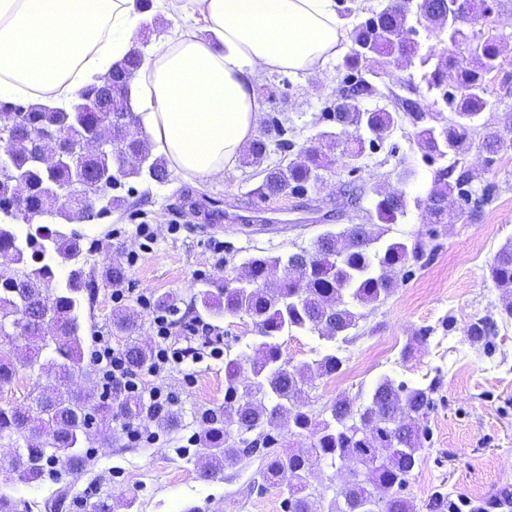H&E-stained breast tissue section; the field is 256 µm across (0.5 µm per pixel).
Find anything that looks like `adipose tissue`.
<instances>
[{"label": "adipose tissue", "mask_w": 512, "mask_h": 512, "mask_svg": "<svg viewBox=\"0 0 512 512\" xmlns=\"http://www.w3.org/2000/svg\"><path fill=\"white\" fill-rule=\"evenodd\" d=\"M176 26L131 84L141 136L188 179L234 174L256 136L263 75H313L343 53L336 0H156ZM136 0H0V100L64 103L135 47Z\"/></svg>", "instance_id": "ef3b65f1"}]
</instances>
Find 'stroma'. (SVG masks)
<instances>
[{
    "label": "stroma",
    "mask_w": 512,
    "mask_h": 512,
    "mask_svg": "<svg viewBox=\"0 0 512 512\" xmlns=\"http://www.w3.org/2000/svg\"><path fill=\"white\" fill-rule=\"evenodd\" d=\"M493 18L495 33L506 43L499 72L488 77L491 106L483 121L504 131L512 114V92L503 83L512 76V0H498ZM337 67L329 62L317 78L274 73L256 87L263 112L284 113L298 146L314 145L316 133L329 126L321 113L337 87ZM385 69L386 76L376 82L379 96L367 99L365 108L382 106L390 96L417 101L425 112L448 114L447 105L435 102L421 82L418 61L393 58ZM413 131V124L404 122L381 149L365 156L360 171L351 174L336 167L304 198L262 197L258 167L241 166L230 177L203 183L175 173L162 186L126 182L130 210L76 224L75 229L85 241L96 242L89 258L96 269L111 258L136 253V262L128 267L126 305L166 293L186 300L201 280L232 278L248 258L283 256L311 247L319 235L342 225L367 223L372 197L351 204L337 196L338 182L352 179L386 191L398 184L406 161L415 174L403 185L405 191L425 197L434 169L423 161ZM460 165L473 173L474 188L493 186L492 200L471 201L463 212L456 200H449L442 224L429 223L425 211L415 208L398 223L385 225L387 237L423 238L432 255L413 265L384 303L364 308L356 336L343 352L346 379H317L302 399L317 411L337 397L356 396L385 374L433 386L434 408L421 421L428 438L407 495L420 503L441 489L449 500L464 498L486 512H507L512 507V327L499 328L488 351L471 344L465 329L477 319H497L502 305L488 265L512 240V153L500 152L490 161L473 150ZM201 204L238 215L239 228L217 229L199 217ZM142 224L150 227L153 239L140 237ZM116 307L111 287L99 283L96 303L84 320L85 347H92L97 336L122 347V337L113 335L109 323ZM217 333L223 340L221 355L203 353L196 362L167 367L148 380L174 396L181 410L177 427L157 428L151 445L131 443L120 430L92 435L84 467L51 469L39 483L10 486V493L32 502V512H41L40 503L62 487L68 490L69 512H92V504L106 496L120 503L133 500L132 512H183L188 504L198 512H283L282 488L253 490L257 463L241 461L225 469L222 479L206 482L191 461L202 412L224 402L225 355L238 353L255 336L245 317L219 321ZM419 335L425 338L420 345L415 342ZM54 384L53 371L42 363L19 369L12 383L0 388V405H26L31 394Z\"/></svg>",
    "instance_id": "35a3bbf8"
}]
</instances>
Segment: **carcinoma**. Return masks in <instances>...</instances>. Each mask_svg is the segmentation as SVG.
Returning a JSON list of instances; mask_svg holds the SVG:
<instances>
[{"label":"carcinoma","instance_id":"cac0c4a2","mask_svg":"<svg viewBox=\"0 0 512 512\" xmlns=\"http://www.w3.org/2000/svg\"><path fill=\"white\" fill-rule=\"evenodd\" d=\"M419 20L444 34L451 42L469 39L474 66L459 69L446 53L424 49L409 37V16L397 5L368 10L352 31L354 48L343 60L344 75L336 97L328 106L333 129L316 134L319 146L293 151L285 138V119L266 118L263 133L242 154L245 166H258L275 146L290 160L264 169L260 194L287 193L304 197L323 180L336 158L355 172L367 152L382 144V135L407 117L416 126L414 141L425 159L448 158L436 169L426 198H409L400 189L375 192L373 212L384 224L407 216L410 207L424 208L432 223L448 216V197L467 201L473 175L458 169L460 157L472 146L487 154V161L512 147V138L486 127L476 130L489 107L487 76L501 64V38L484 32L467 37L459 26H448L444 0H418ZM137 48L113 65L107 81L92 83L77 94L70 109L46 103L24 105L0 101V128L15 130L18 142L0 155V253L12 261L0 265V387L10 384L18 367L33 356L47 353L49 368L57 378L49 394L38 393L25 407L0 406V439L26 441L15 457L0 468V486L17 482L30 485L47 469L83 466L81 448L92 432L112 430L117 420L148 418L140 396L72 390L70 379L93 369L84 351L82 300L93 304L94 272L85 270L80 235L68 230L74 222H90L132 204L116 190L131 180L149 179L159 185L170 181L164 157L151 152L138 136L129 89L141 63ZM417 58L425 68L427 90L449 101L451 114L440 126L430 124L433 113L418 103L403 100L398 107L367 109L365 98L378 94L364 77L386 75L381 57ZM112 126L118 152L97 145L101 127ZM35 135H55L62 149L77 145L78 158L63 153L51 166L38 157ZM346 140L335 156L338 139ZM375 224H346L319 236L309 249L284 257H252L232 278L236 286L209 279L190 297V306L216 319H250L253 342L224 361V404L206 410L195 439V455L206 460L201 477L222 478L224 468L241 460H259L261 483L257 489L278 486L286 490L284 512H448V495L440 492L422 508L405 494L419 451L427 439L420 420L432 403V388L380 376L366 394L342 396L315 412L297 403L301 385L331 376L344 360L328 351L297 364L283 358L280 339L309 332L346 343L359 327L358 306L382 303L397 285V271L422 260L427 243L383 239ZM303 267L301 280L275 279L280 265ZM489 277L502 293L501 320L512 319V242L503 244L489 266ZM106 283L121 288L128 271L119 259L105 270ZM22 314L29 317L23 332L26 344L5 333ZM112 326L126 336L123 347L128 366L138 370L150 352L136 340L143 326L139 311L125 307L112 315ZM493 322L479 319L467 327L471 341L485 347ZM289 413L288 434L306 439L305 446L281 448L280 421ZM349 469L346 480L329 479L326 489L313 486L315 470Z\"/></svg>","mask_w":512,"mask_h":512}]
</instances>
